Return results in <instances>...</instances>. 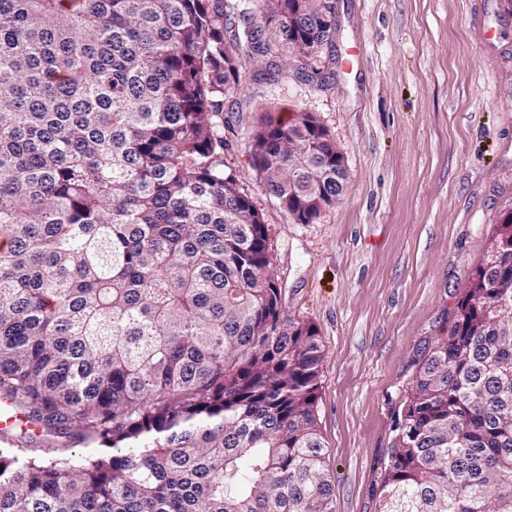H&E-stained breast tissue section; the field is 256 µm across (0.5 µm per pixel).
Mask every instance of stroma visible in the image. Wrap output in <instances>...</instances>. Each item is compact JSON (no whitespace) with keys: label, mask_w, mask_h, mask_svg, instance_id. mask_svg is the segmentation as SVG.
I'll return each instance as SVG.
<instances>
[{"label":"stroma","mask_w":512,"mask_h":512,"mask_svg":"<svg viewBox=\"0 0 512 512\" xmlns=\"http://www.w3.org/2000/svg\"><path fill=\"white\" fill-rule=\"evenodd\" d=\"M317 76L292 50L246 61L224 155L268 229L285 317L315 326L317 419L336 512H379L392 418L417 352L446 335L512 206V0H333ZM275 63V85L257 72ZM311 112L344 157L336 203L301 224L249 156L256 114Z\"/></svg>","instance_id":"35a3bbf8"}]
</instances>
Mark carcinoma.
<instances>
[{"label": "carcinoma", "mask_w": 512, "mask_h": 512, "mask_svg": "<svg viewBox=\"0 0 512 512\" xmlns=\"http://www.w3.org/2000/svg\"><path fill=\"white\" fill-rule=\"evenodd\" d=\"M0 0V512H335L314 326L220 131L243 62L319 74L331 0ZM331 172L288 198V137ZM308 224L343 156L311 112L251 133ZM381 512H512V208L413 362Z\"/></svg>", "instance_id": "cac0c4a2"}]
</instances>
